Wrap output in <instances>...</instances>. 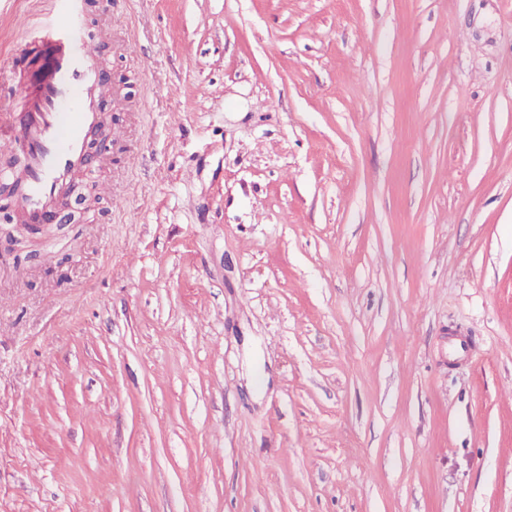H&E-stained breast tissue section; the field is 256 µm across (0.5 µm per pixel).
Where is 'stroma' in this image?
<instances>
[{
	"label": "stroma",
	"mask_w": 512,
	"mask_h": 512,
	"mask_svg": "<svg viewBox=\"0 0 512 512\" xmlns=\"http://www.w3.org/2000/svg\"><path fill=\"white\" fill-rule=\"evenodd\" d=\"M86 2L136 147L0 258V512H512V0Z\"/></svg>",
	"instance_id": "stroma-1"
}]
</instances>
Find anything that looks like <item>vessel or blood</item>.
Instances as JSON below:
<instances>
[{
	"instance_id": "obj_1",
	"label": "vessel or blood",
	"mask_w": 512,
	"mask_h": 512,
	"mask_svg": "<svg viewBox=\"0 0 512 512\" xmlns=\"http://www.w3.org/2000/svg\"><path fill=\"white\" fill-rule=\"evenodd\" d=\"M59 19L17 24L32 30L40 64L12 65L0 76V154H17L19 167L0 180L23 183L14 201L19 216L38 222L53 210L85 153L87 129L99 119L103 83L100 47L90 34L80 0H59Z\"/></svg>"
}]
</instances>
